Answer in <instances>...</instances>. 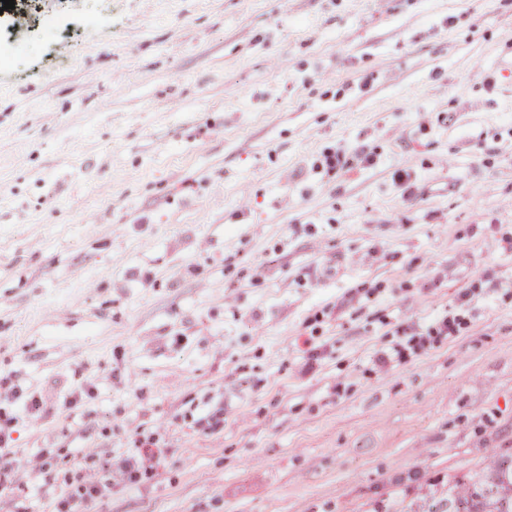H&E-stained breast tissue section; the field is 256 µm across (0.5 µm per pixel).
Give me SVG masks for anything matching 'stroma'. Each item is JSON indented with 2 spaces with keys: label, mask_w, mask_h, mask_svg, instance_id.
I'll return each mask as SVG.
<instances>
[{
  "label": "stroma",
  "mask_w": 512,
  "mask_h": 512,
  "mask_svg": "<svg viewBox=\"0 0 512 512\" xmlns=\"http://www.w3.org/2000/svg\"><path fill=\"white\" fill-rule=\"evenodd\" d=\"M22 2L0 512L148 437L153 473L84 512H423L512 455V0ZM18 417L12 413L0 411V489L13 490V478L18 476L24 465L14 458L7 457L10 453H2V449L12 448V435L18 426Z\"/></svg>",
  "instance_id": "obj_1"
}]
</instances>
